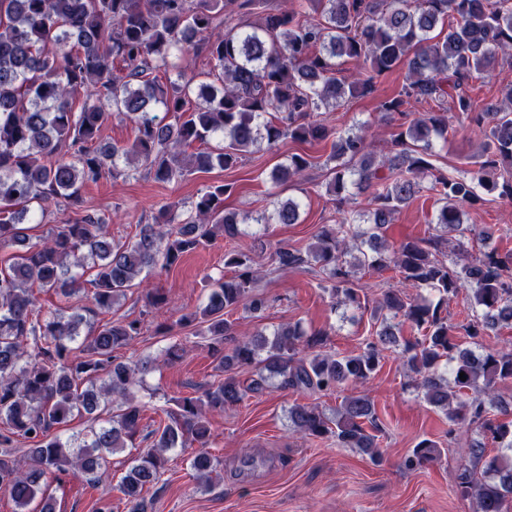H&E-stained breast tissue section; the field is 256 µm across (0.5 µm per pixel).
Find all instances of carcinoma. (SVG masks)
Segmentation results:
<instances>
[{
    "label": "carcinoma",
    "mask_w": 512,
    "mask_h": 512,
    "mask_svg": "<svg viewBox=\"0 0 512 512\" xmlns=\"http://www.w3.org/2000/svg\"><path fill=\"white\" fill-rule=\"evenodd\" d=\"M262 0H0V250L21 252L0 267V490L16 512H55L49 480L61 475L110 478L113 454L139 433L142 406L130 387L150 371L147 361H121L116 350L142 335L139 319L97 322L110 312L145 270L175 266L187 253L219 234L234 239L239 225L297 224L301 203L271 201L256 218L224 209L233 182L212 185L184 215L178 204L160 206L152 224L139 225L132 241L109 236L110 218L82 208L81 189L106 174H125L133 162L155 181L172 183L189 172L237 167L260 144L331 140L324 166L327 191L338 205L348 188L372 190L367 227L350 231L360 213L346 211L337 224H323L308 251L286 246L275 252L276 269L319 268L323 290L337 305L362 308L355 267L392 270L401 287L376 300L374 337L356 353L321 352L328 332L282 324L235 338L229 315L243 309L262 317L265 299L255 292L254 257L224 253L236 269L213 282L207 302L181 316L207 342L224 378L198 396L176 400L177 410L151 431L119 484L125 512H147L146 486L166 471L173 448L197 443L190 462L199 485L208 487L217 463L208 451L206 414L274 388L335 392L368 383L381 368L382 352L398 350L412 387L448 418V435L464 428L479 435L464 449L469 464L456 493L477 503V512H504L512 500V403L496 395L512 380V347H485L483 337L512 327V254L469 253L472 229L463 208L482 193L512 199V83L501 87L502 106L476 111L468 93L475 75L501 61L512 63V0H289L278 12L258 10ZM193 48L204 51L220 87L193 89L173 59ZM355 65L353 80L338 77L337 60ZM123 75L112 72L114 64ZM402 91L380 103L383 117L398 122L392 149L378 158L369 126L330 129L314 115L376 91L377 80L399 66ZM166 80H161V76ZM198 92L202 104L188 107ZM82 100L75 109L76 100ZM428 104L420 113L415 105ZM134 123L128 147L103 140L109 111ZM172 117L166 121V117ZM464 117L484 136L486 160L456 176L435 173V142L448 140L453 121ZM200 148L189 154L194 144ZM312 166L293 153L272 169L275 183L291 181ZM434 192L437 234L406 241L386 252L383 233L399 210L422 190ZM62 202L74 218L56 224L32 243L26 216ZM367 247L358 263L342 256L350 242ZM93 271L92 306L82 312L45 314L32 288L65 298L82 291ZM470 287L473 304L459 327L482 352L463 350L457 327L448 323V303ZM408 288L429 292L412 299ZM401 317L419 336L401 338ZM86 332H81V329ZM254 368L247 381L239 370ZM465 373L466 380L459 378ZM94 424L66 438L55 429L77 416ZM293 431L356 448L377 463L381 454L374 402L369 394L346 396L328 413L316 405L288 408ZM28 447L16 448L18 438ZM496 445L489 455L487 443ZM441 449L420 440L403 465L415 470L439 461Z\"/></svg>",
    "instance_id": "obj_1"
}]
</instances>
